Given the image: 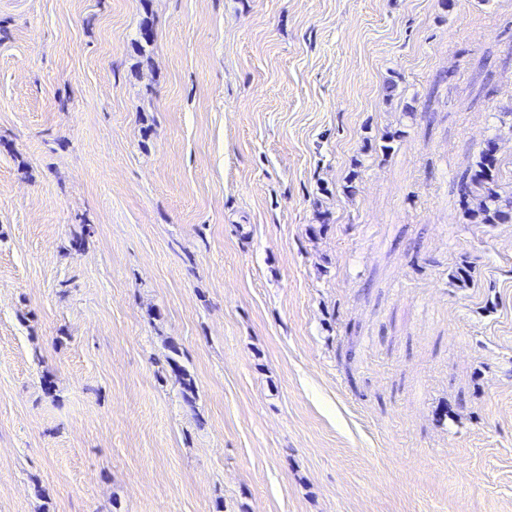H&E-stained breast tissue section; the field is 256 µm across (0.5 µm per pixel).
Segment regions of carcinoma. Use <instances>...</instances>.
Masks as SVG:
<instances>
[{"label":"carcinoma","instance_id":"1","mask_svg":"<svg viewBox=\"0 0 512 512\" xmlns=\"http://www.w3.org/2000/svg\"><path fill=\"white\" fill-rule=\"evenodd\" d=\"M512 137V123L499 130V134L486 140L475 160L466 168L456 182L458 203L463 219L468 224H512V183L502 180V162L498 157V141L504 136ZM402 136L399 129L386 130L377 142L362 146L363 154L386 157L393 143ZM363 161L358 159L346 177L343 193L353 197L357 193L359 169ZM473 267L462 262L456 266L451 278L459 288H467L473 282Z\"/></svg>","mask_w":512,"mask_h":512}]
</instances>
